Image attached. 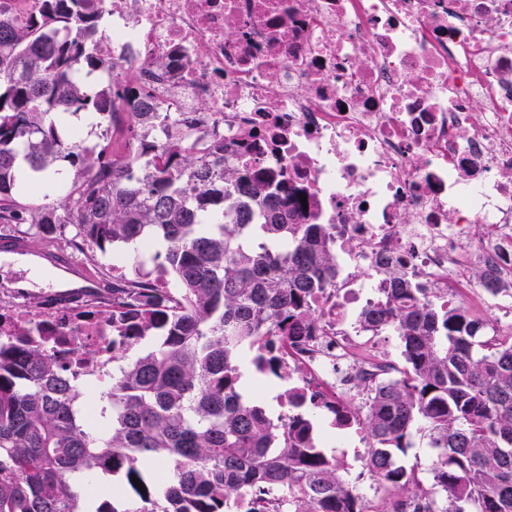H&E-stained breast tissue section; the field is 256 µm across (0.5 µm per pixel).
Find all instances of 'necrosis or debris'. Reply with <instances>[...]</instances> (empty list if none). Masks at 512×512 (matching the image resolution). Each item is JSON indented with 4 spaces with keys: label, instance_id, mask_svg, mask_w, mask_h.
Masks as SVG:
<instances>
[{
    "label": "necrosis or debris",
    "instance_id": "necrosis-or-debris-1",
    "mask_svg": "<svg viewBox=\"0 0 512 512\" xmlns=\"http://www.w3.org/2000/svg\"><path fill=\"white\" fill-rule=\"evenodd\" d=\"M90 5L104 17V81L135 67L177 140L285 170L329 225L336 277L315 301L319 336L286 359L304 368V390L336 402L394 377L358 316L392 279L445 302L489 269L483 299L512 316V0ZM86 303L27 308L1 290L0 342L48 329L47 352L94 391L112 376V324L84 318Z\"/></svg>",
    "mask_w": 512,
    "mask_h": 512
}]
</instances>
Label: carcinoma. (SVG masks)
I'll use <instances>...</instances> for the list:
<instances>
[{"instance_id": "cac0c4a2", "label": "carcinoma", "mask_w": 512, "mask_h": 512, "mask_svg": "<svg viewBox=\"0 0 512 512\" xmlns=\"http://www.w3.org/2000/svg\"><path fill=\"white\" fill-rule=\"evenodd\" d=\"M44 2L23 25L0 20V224H32L89 261L153 250L112 276L117 369L98 419L41 346L0 348V512H362L304 405L362 425L367 467L409 499L421 480L398 457L427 429L449 506L414 512H512V338L480 339L467 309L413 282L362 312L404 346L399 377L365 404L287 391L300 410L275 421L243 398L241 364L284 379L282 346L316 330L313 301L336 277L329 225L299 222L301 190L281 172L148 143L162 113L136 74L72 77L100 65L86 0ZM81 112L107 121L110 144L71 140ZM65 163L75 174L59 186ZM22 164L50 178L36 207L17 197Z\"/></svg>"}]
</instances>
